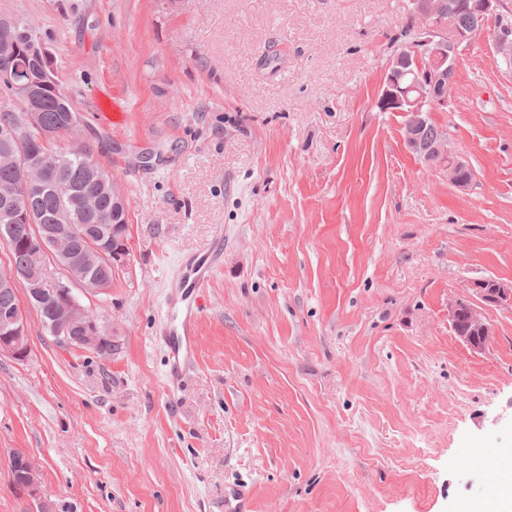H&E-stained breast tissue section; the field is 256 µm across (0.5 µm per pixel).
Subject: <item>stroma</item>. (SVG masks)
Here are the masks:
<instances>
[{"mask_svg":"<svg viewBox=\"0 0 512 512\" xmlns=\"http://www.w3.org/2000/svg\"><path fill=\"white\" fill-rule=\"evenodd\" d=\"M408 0H0L35 20L122 184L129 254L80 291L119 348L0 355V512H29L13 452L54 512H489L512 458V306L486 351L449 305L512 282V67L463 51L430 113L463 189L377 106ZM124 112L112 123L110 112ZM224 235L179 388L159 340L182 257ZM10 472L13 486L19 494L36 503V511H53L52 502L41 490L38 466L29 454L14 452L10 458Z\"/></svg>","mask_w":512,"mask_h":512,"instance_id":"35a3bbf8","label":"stroma"}]
</instances>
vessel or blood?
Returning <instances> with one entry per match:
<instances>
[{
    "label": "vessel or blood",
    "instance_id": "b4317fda",
    "mask_svg": "<svg viewBox=\"0 0 512 512\" xmlns=\"http://www.w3.org/2000/svg\"><path fill=\"white\" fill-rule=\"evenodd\" d=\"M223 257L221 245H214L184 265L177 290L168 299L169 323L162 334L169 376H177L194 359V327L200 315L199 295L209 285Z\"/></svg>",
    "mask_w": 512,
    "mask_h": 512
}]
</instances>
